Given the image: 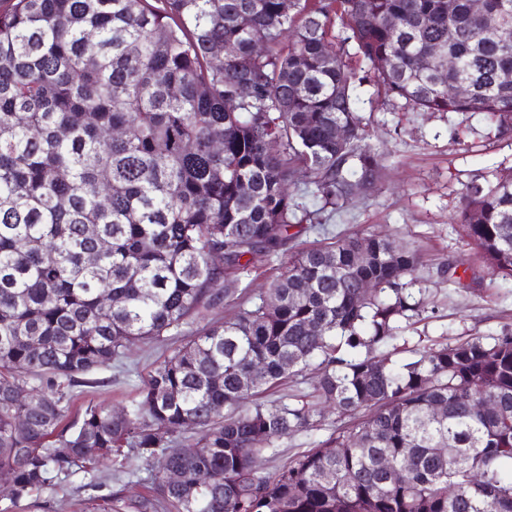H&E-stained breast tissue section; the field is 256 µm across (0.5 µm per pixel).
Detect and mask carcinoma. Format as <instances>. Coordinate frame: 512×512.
I'll return each mask as SVG.
<instances>
[{
    "instance_id": "1",
    "label": "carcinoma",
    "mask_w": 512,
    "mask_h": 512,
    "mask_svg": "<svg viewBox=\"0 0 512 512\" xmlns=\"http://www.w3.org/2000/svg\"><path fill=\"white\" fill-rule=\"evenodd\" d=\"M489 2L476 16L469 0H0V476L12 504L134 457L128 476L146 492L110 494L102 512H512V334L397 361L383 346L419 314L420 254L374 233L302 241L375 187L364 83L512 132V0ZM460 82L464 98L450 94ZM299 168L316 209L290 191ZM453 221L512 279V174L467 184ZM262 252L288 255L267 297L191 329L238 299L244 258ZM175 336L132 410L89 404L65 421L62 386L97 385L130 344ZM311 367L307 400L253 401ZM33 381L28 408L14 393ZM310 398L355 417L334 452L256 470L274 440L313 426ZM186 429L191 456L173 447Z\"/></svg>"
}]
</instances>
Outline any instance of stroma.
Wrapping results in <instances>:
<instances>
[{
	"mask_svg": "<svg viewBox=\"0 0 512 512\" xmlns=\"http://www.w3.org/2000/svg\"><path fill=\"white\" fill-rule=\"evenodd\" d=\"M360 112L379 153V179L373 190L355 197L344 211L329 215L327 229L337 233H381L415 246L423 263L415 272V296L422 302L418 318L402 324L392 342L409 351L465 337L490 338L512 331V279L495 273L465 239L452 218L461 192L471 180L512 173V136L500 135L481 113L422 112L389 97L380 86L360 90ZM283 258L252 257L240 276L246 297L259 299L283 270ZM172 346L137 343L122 364L99 371V386H76L68 396V419L87 404L118 411L138 401L150 368L170 355ZM313 428L276 439L257 460L271 473L304 454L324 447L346 420L316 405ZM122 492L140 493L125 483L112 461H100L90 474H76L33 493L13 512H84L88 499Z\"/></svg>",
	"mask_w": 512,
	"mask_h": 512,
	"instance_id": "stroma-1",
	"label": "stroma"
}]
</instances>
